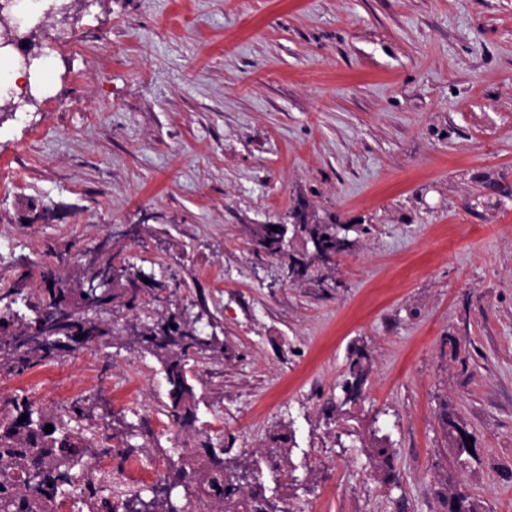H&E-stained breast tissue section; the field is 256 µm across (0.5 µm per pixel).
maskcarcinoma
Segmentation results:
<instances>
[{"label": "carcinoma", "instance_id": "1", "mask_svg": "<svg viewBox=\"0 0 512 512\" xmlns=\"http://www.w3.org/2000/svg\"><path fill=\"white\" fill-rule=\"evenodd\" d=\"M309 248L299 254L281 250L282 236L287 229L277 225L260 224L255 230L258 249L269 257H288V266L296 269L298 278L308 276L314 266L333 263L336 256L352 249L354 241L346 236L345 224H307L301 220L294 225ZM98 263L112 271L111 287L90 291L83 283L96 272L83 267L81 276L74 283H61L47 288L48 295L42 309L53 310L52 320L44 322L36 317L27 323L15 321L12 305L28 301L23 295L21 275L12 290L6 294L9 302L0 310V371L22 375L45 362L58 360L67 348L55 343L57 337H69V331L88 317L89 312H101L109 305H121L128 310L143 307L142 293L133 285L144 282L146 274L131 272L119 252H110V240L106 239L96 249ZM115 331L102 321L93 328V336L82 342L87 347L107 346ZM140 347L157 357L163 364L169 385L166 416L179 432L194 428L193 389L188 381V360L195 354L224 351L214 336H203L182 318L173 315L164 322L143 324L137 333ZM366 355L355 350L350 358L349 375L342 391L346 404L359 396L367 376L364 367ZM27 415L21 422L19 418ZM84 412L74 404L61 414H49L37 406L30 397L16 393L0 409V512H52L51 506L78 487L84 495L76 502V512H112L110 493L106 486H99L90 478L89 471L82 469L84 458L93 448L100 447L94 433H88L81 425ZM454 442V452L469 445L471 434L452 417L443 414ZM53 431L45 432L46 425ZM226 448L212 439L199 441V448L191 450L193 464L182 463L173 473L161 477L151 488L149 500L134 495L124 499V512H188V506L178 505L173 499L174 490L189 487L195 494L213 499L214 512H272L268 500L258 490L246 491L235 477L226 474L224 454ZM445 512H475L470 495L456 487L442 496Z\"/></svg>", "mask_w": 512, "mask_h": 512}]
</instances>
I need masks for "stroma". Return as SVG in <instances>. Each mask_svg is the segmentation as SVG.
Returning a JSON list of instances; mask_svg holds the SVG:
<instances>
[{
    "instance_id": "1",
    "label": "stroma",
    "mask_w": 512,
    "mask_h": 512,
    "mask_svg": "<svg viewBox=\"0 0 512 512\" xmlns=\"http://www.w3.org/2000/svg\"><path fill=\"white\" fill-rule=\"evenodd\" d=\"M67 2L29 23L30 92L0 103V295L27 274L35 318L42 266L75 281L107 237L160 287L100 312L109 347L0 372V404H79L158 475L208 433L274 512H444L457 485L512 512V0ZM297 211L351 227L326 287L256 253ZM173 313L224 344L188 363L182 434L133 341ZM354 353L356 356L351 357L349 362L350 379H347L342 387L343 403L355 400L359 396L360 389L367 376V370L363 365L367 358L366 355L359 349H356Z\"/></svg>"
}]
</instances>
